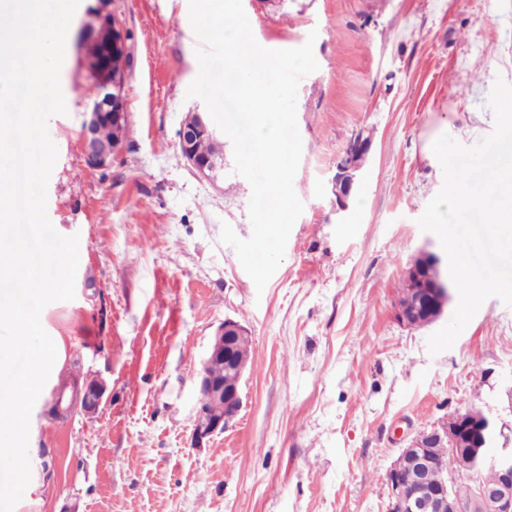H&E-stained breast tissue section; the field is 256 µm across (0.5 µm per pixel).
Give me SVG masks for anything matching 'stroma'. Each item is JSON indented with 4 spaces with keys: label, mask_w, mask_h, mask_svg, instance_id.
I'll list each match as a JSON object with an SVG mask.
<instances>
[{
    "label": "stroma",
    "mask_w": 512,
    "mask_h": 512,
    "mask_svg": "<svg viewBox=\"0 0 512 512\" xmlns=\"http://www.w3.org/2000/svg\"><path fill=\"white\" fill-rule=\"evenodd\" d=\"M242 2L260 45L315 36L319 65L298 90L304 211L261 292L220 241L225 222L252 233L232 143L215 182L179 150L185 117L205 107L186 95L199 70L189 0H114L134 69L126 148L103 170L87 167L79 139L95 89L78 34L98 0L74 14L46 210L79 238L76 296L40 315L56 360L14 512H385L387 473L411 438L471 405L512 429V306L487 299L436 355L427 340L442 321L396 317L409 260L442 250L417 224L443 184L432 144L489 135L492 87L512 84V0ZM360 132L372 148L340 212L331 180ZM227 319L251 337L242 407L194 448L197 373ZM69 374L105 392L96 413L56 420L49 396Z\"/></svg>",
    "instance_id": "35a3bbf8"
}]
</instances>
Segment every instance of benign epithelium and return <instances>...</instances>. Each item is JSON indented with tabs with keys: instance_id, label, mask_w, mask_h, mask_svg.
I'll use <instances>...</instances> for the list:
<instances>
[{
	"instance_id": "obj_1",
	"label": "benign epithelium",
	"mask_w": 512,
	"mask_h": 512,
	"mask_svg": "<svg viewBox=\"0 0 512 512\" xmlns=\"http://www.w3.org/2000/svg\"><path fill=\"white\" fill-rule=\"evenodd\" d=\"M95 23L82 31L81 46L85 47L87 72L94 75L97 97L87 109L81 129L85 160L93 169L108 167L124 149L121 139L107 140L103 126L128 127L130 113L126 106V86L134 66V54L125 22L112 11V0H99ZM217 133L206 113L193 112L179 131V148L183 158L200 177L215 181L224 175V150L207 157L194 153L200 139H215ZM357 146L348 151L336 166L332 191L336 205L344 209L355 183L356 172L371 148V140L355 139ZM442 258L422 251L407 264L405 272L420 277L428 275L423 292L412 300L398 304L397 318L409 327H423L419 308L443 312L453 288L452 282L441 274ZM248 337L247 330L232 320H226L216 330L213 342L202 364L199 392L224 405V414L211 407L199 405L192 434V446L203 447L204 440L224 432L242 405L240 381L247 363L234 356L236 345ZM220 364L236 380H217L210 367ZM77 403L84 411L93 412L103 396V385L86 382L77 390ZM504 441L496 442V436ZM446 448L457 462V468L439 484L429 479L436 466L432 449ZM489 465L497 472L495 483L480 479V467ZM389 494L386 512H512V439L495 433L494 424L486 414L476 416L470 410L458 411L438 426L411 439L391 466L388 476ZM459 480L474 484L471 502L464 506L452 494V485Z\"/></svg>"
}]
</instances>
